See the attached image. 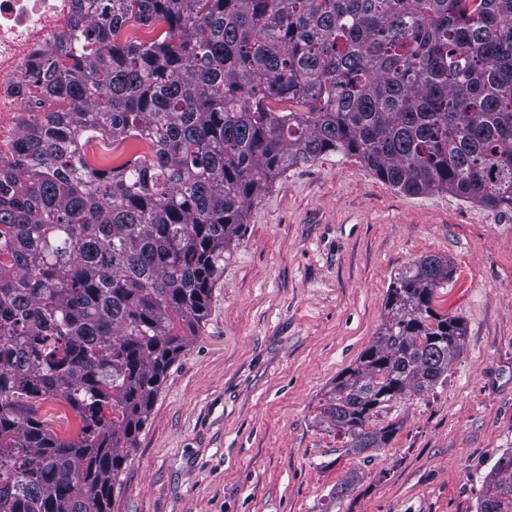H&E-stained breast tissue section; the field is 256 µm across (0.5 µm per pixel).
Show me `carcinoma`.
I'll use <instances>...</instances> for the list:
<instances>
[{"label": "carcinoma", "instance_id": "obj_1", "mask_svg": "<svg viewBox=\"0 0 512 512\" xmlns=\"http://www.w3.org/2000/svg\"><path fill=\"white\" fill-rule=\"evenodd\" d=\"M132 21L166 30L121 37ZM33 71L42 119L0 169V512H111L225 255L288 169L342 153L409 194L512 210V0H97ZM99 139L155 147L102 169ZM450 279L439 256L394 277L324 408L349 451L386 447L379 411L462 352V321L432 307ZM47 397L75 436L37 416ZM477 512H512V449ZM39 414L51 420V426L61 438L75 435L79 430V418L68 406L60 401L48 398L41 402Z\"/></svg>", "mask_w": 512, "mask_h": 512}]
</instances>
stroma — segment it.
Masks as SVG:
<instances>
[{"label":"stroma","mask_w":512,"mask_h":512,"mask_svg":"<svg viewBox=\"0 0 512 512\" xmlns=\"http://www.w3.org/2000/svg\"><path fill=\"white\" fill-rule=\"evenodd\" d=\"M428 255L465 328L446 379L386 406L390 443L348 453L323 408ZM512 448V210L409 195L330 153L252 206L207 318L169 368L112 512H476ZM349 490L337 494L336 489Z\"/></svg>","instance_id":"stroma-1"}]
</instances>
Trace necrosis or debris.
<instances>
[{
  "label": "necrosis or debris",
  "instance_id": "4bbe7bcc",
  "mask_svg": "<svg viewBox=\"0 0 512 512\" xmlns=\"http://www.w3.org/2000/svg\"><path fill=\"white\" fill-rule=\"evenodd\" d=\"M74 6V0H0L1 163L16 159L20 133L35 120L20 90L33 79V56L69 29Z\"/></svg>",
  "mask_w": 512,
  "mask_h": 512
}]
</instances>
